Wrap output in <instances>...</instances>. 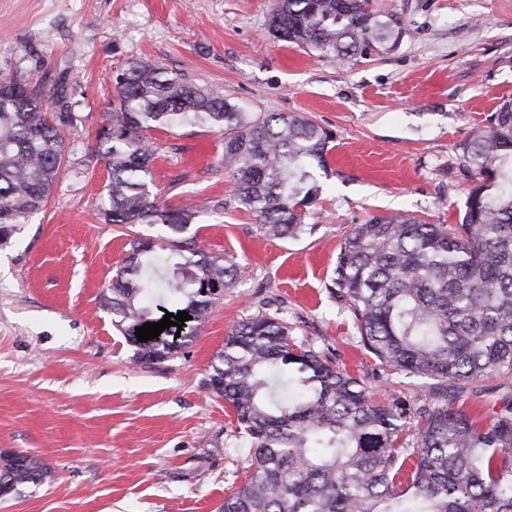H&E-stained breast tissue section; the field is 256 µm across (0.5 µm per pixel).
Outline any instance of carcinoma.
Wrapping results in <instances>:
<instances>
[{"instance_id":"carcinoma-1","label":"carcinoma","mask_w":512,"mask_h":512,"mask_svg":"<svg viewBox=\"0 0 512 512\" xmlns=\"http://www.w3.org/2000/svg\"><path fill=\"white\" fill-rule=\"evenodd\" d=\"M279 40L340 62L398 46L405 27L371 0H275ZM98 153L112 170V224L160 223L184 231L191 210L161 208L149 189L153 149L145 133L200 124L224 133V170L263 234L306 231V207L322 193L330 135L298 112L253 117L219 92L194 88L133 61L115 77ZM39 88L0 78V246L41 210L60 179L65 144ZM471 188L454 224L374 215L339 246L325 288L352 318L359 343L386 374L434 380L428 403L375 399L365 381L291 336L288 320L258 315L224 339L207 386L224 400L253 447L252 472L218 512H512V98L458 144ZM102 309L135 346L161 360L189 335L135 328L170 306L203 321L245 274L231 255L130 240ZM492 380L500 408L484 422L448 407ZM28 455L0 453V496L51 481Z\"/></svg>"}]
</instances>
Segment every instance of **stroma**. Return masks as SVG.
<instances>
[{
	"instance_id": "obj_1",
	"label": "stroma",
	"mask_w": 512,
	"mask_h": 512,
	"mask_svg": "<svg viewBox=\"0 0 512 512\" xmlns=\"http://www.w3.org/2000/svg\"><path fill=\"white\" fill-rule=\"evenodd\" d=\"M406 33L383 55L336 62L275 40L273 0H0V75L36 83L73 117L47 205L0 247V453L41 459L51 483L0 512H216L252 463L223 397L208 388L225 337L261 313L365 380L420 406L430 379L388 375L324 286L354 225L384 213L455 222L473 181L457 145L512 97V0H372ZM140 60L214 89L243 111L304 112L332 135L324 190L296 239L260 232L209 126L159 128L150 190L191 208L175 242L230 254L246 273L159 361L138 362L100 298L135 236L105 221L110 170L97 135L114 76Z\"/></svg>"
}]
</instances>
